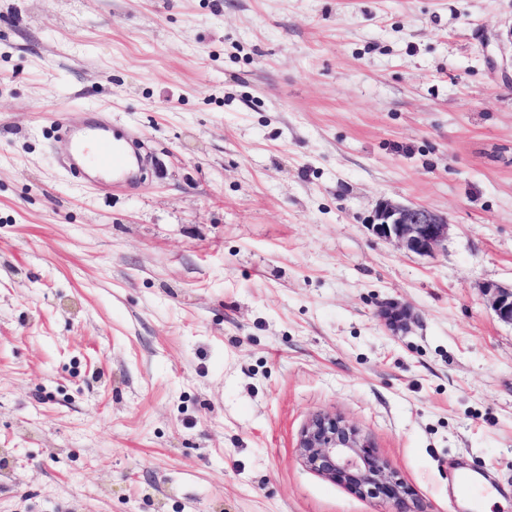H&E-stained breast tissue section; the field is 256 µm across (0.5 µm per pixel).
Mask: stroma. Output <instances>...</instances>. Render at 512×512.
<instances>
[{
    "label": "stroma",
    "instance_id": "35a3bbf8",
    "mask_svg": "<svg viewBox=\"0 0 512 512\" xmlns=\"http://www.w3.org/2000/svg\"><path fill=\"white\" fill-rule=\"evenodd\" d=\"M512 0H0V512H381L302 465L358 428L424 512H512ZM138 138L83 181L59 117ZM447 216L435 256L369 224ZM407 308L389 331L387 303ZM486 291L492 292L491 304L498 319L512 325V286L501 288L492 285Z\"/></svg>",
    "mask_w": 512,
    "mask_h": 512
}]
</instances>
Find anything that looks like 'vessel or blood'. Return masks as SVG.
<instances>
[{
    "label": "vessel or blood",
    "mask_w": 512,
    "mask_h": 512,
    "mask_svg": "<svg viewBox=\"0 0 512 512\" xmlns=\"http://www.w3.org/2000/svg\"><path fill=\"white\" fill-rule=\"evenodd\" d=\"M58 127L71 141L72 174L93 179L108 175L116 182L128 181L129 142L122 132L97 122L72 126L62 120Z\"/></svg>",
    "instance_id": "b4317fda"
}]
</instances>
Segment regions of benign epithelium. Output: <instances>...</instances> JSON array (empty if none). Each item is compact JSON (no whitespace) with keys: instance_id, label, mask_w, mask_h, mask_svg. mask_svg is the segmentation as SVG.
I'll return each mask as SVG.
<instances>
[{"instance_id":"obj_1","label":"benign epithelium","mask_w":512,"mask_h":512,"mask_svg":"<svg viewBox=\"0 0 512 512\" xmlns=\"http://www.w3.org/2000/svg\"><path fill=\"white\" fill-rule=\"evenodd\" d=\"M382 240L394 241L407 253L432 256L448 240V218L419 205L381 200L370 224ZM491 304L504 323L512 325V287L490 286ZM384 325L397 332L407 325L405 309L390 304L381 311ZM297 448L302 464L345 485L366 500H380L386 512H421L408 486L388 471L358 429L329 414H316L303 427Z\"/></svg>"}]
</instances>
